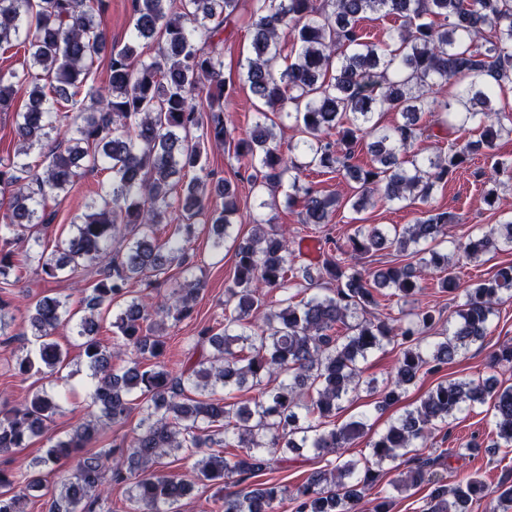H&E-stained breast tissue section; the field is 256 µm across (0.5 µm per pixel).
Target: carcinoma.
Wrapping results in <instances>:
<instances>
[{"label": "carcinoma", "instance_id": "carcinoma-1", "mask_svg": "<svg viewBox=\"0 0 512 512\" xmlns=\"http://www.w3.org/2000/svg\"><path fill=\"white\" fill-rule=\"evenodd\" d=\"M242 0H131L128 43L112 46L107 80L95 83V65L108 44L104 20L108 0H0V50L21 49L22 73L0 74V112H10L17 139L14 155L0 157V290L24 264L46 280L67 269L90 270L93 284L74 319L69 297L45 296L30 309L36 346L16 361L21 375L63 379L67 356L53 337L68 332L83 339L92 372V403L99 414L78 423L46 449L43 468L73 462L46 501L47 512H105L104 486H124L129 512H178L192 485L159 470L160 460L196 457L198 481L216 487L212 512H357L379 478L374 467L396 462L409 449L424 447L437 424L475 404H489L497 436L512 446V385L496 379L440 382L419 403L391 422L369 443V455L344 460L339 450L368 427L364 413L340 425L334 418L361 388V363L386 344L399 347L395 374L377 408L425 373H437L483 339L503 296L512 298V263L473 285L455 310L450 333L423 344V333L439 322L429 308L399 315L380 307L376 293L392 290L413 303L430 271L443 273L440 291L458 290L455 264L439 246L451 218L433 209L414 223L385 231L358 224L348 236L350 258L327 238L316 270L299 265L286 234L266 228L270 220L245 215L251 234L234 232L241 214L236 187L200 177L204 143L236 140L239 168L262 173L249 181L275 188L288 180V204L302 207L305 224H328L342 202L300 184L304 170H341L355 183L347 199L359 214L378 197L391 203L428 204L435 186L454 178L478 155L492 160L493 175H512V159L491 153L502 135H512V115L495 107L512 90V0H251V52L239 64V81L260 103L258 120L233 138L224 104L235 83L224 79V25L237 17ZM369 15L394 16L399 27L386 41H366L359 22ZM293 38L291 52L283 42ZM155 39L156 56L146 58L139 41ZM397 49L390 50L391 46ZM461 77L455 97L439 101L433 87ZM25 90L24 110L15 109ZM390 110L400 120L380 124L375 114ZM277 115L292 121L302 138L282 146ZM448 129L474 125L478 134L457 138L448 152L409 153L430 122ZM369 140L371 163L351 164ZM106 171L86 210L71 221L73 233L54 246L42 242L55 212L48 199L66 197L89 171ZM194 176H189V173ZM161 224L174 225L164 238ZM212 225L213 246L231 243L235 263L224 300V329L202 330L196 346L211 347L188 358L178 373L160 361L165 320L193 315L203 288L197 278L177 281L169 272L196 267L191 246L196 226ZM512 246V219L496 224L461 246L477 260ZM390 249L396 259L384 268L356 267L364 255ZM330 284L306 299L290 293L299 280ZM169 285L167 293L135 295L131 285ZM277 290L275 306L264 289ZM112 313L113 351L97 339L98 318ZM15 321L11 302L0 299V335ZM254 392L240 405L234 392ZM55 394L36 391L21 406L0 403V455L44 432L58 412ZM138 423L128 437L91 452L102 422ZM219 447L211 453L203 448ZM239 448L230 457L221 448ZM313 452L325 468L293 489L277 483L251 491H229L234 476L257 474L290 461L286 453ZM462 453L445 450L421 458L395 484L399 490L430 488L425 512H471L485 498L498 512H512V474L494 488L477 474L453 486L437 466ZM43 486L41 473L20 464L0 469V512H27V500Z\"/></svg>", "mask_w": 512, "mask_h": 512}]
</instances>
